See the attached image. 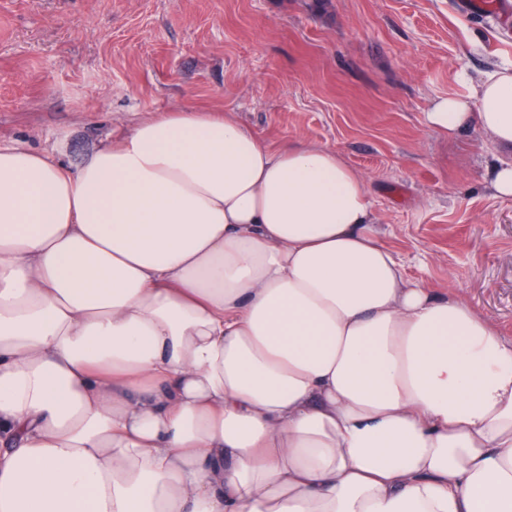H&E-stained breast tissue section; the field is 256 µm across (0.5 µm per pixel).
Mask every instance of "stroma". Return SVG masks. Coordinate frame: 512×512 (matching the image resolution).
I'll return each instance as SVG.
<instances>
[{"label": "stroma", "mask_w": 512, "mask_h": 512, "mask_svg": "<svg viewBox=\"0 0 512 512\" xmlns=\"http://www.w3.org/2000/svg\"><path fill=\"white\" fill-rule=\"evenodd\" d=\"M507 10L454 0H0V146L68 167L158 112L228 113L270 143L339 150L405 273L454 285L512 338V198L477 127L433 100L512 63ZM492 185L501 197H512V163L503 162L492 170Z\"/></svg>", "instance_id": "35a3bbf8"}]
</instances>
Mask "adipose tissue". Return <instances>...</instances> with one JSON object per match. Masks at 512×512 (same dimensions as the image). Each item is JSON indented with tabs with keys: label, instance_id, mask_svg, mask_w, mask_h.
I'll return each mask as SVG.
<instances>
[{
	"label": "adipose tissue",
	"instance_id": "obj_1",
	"mask_svg": "<svg viewBox=\"0 0 512 512\" xmlns=\"http://www.w3.org/2000/svg\"><path fill=\"white\" fill-rule=\"evenodd\" d=\"M426 120L512 151V66ZM0 512H512V339L337 150L193 109L0 146Z\"/></svg>",
	"mask_w": 512,
	"mask_h": 512
}]
</instances>
